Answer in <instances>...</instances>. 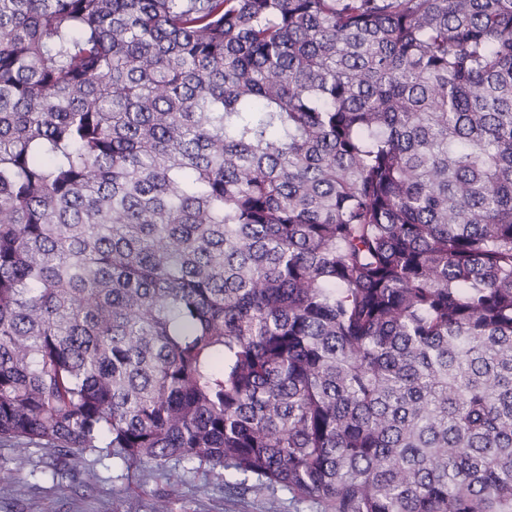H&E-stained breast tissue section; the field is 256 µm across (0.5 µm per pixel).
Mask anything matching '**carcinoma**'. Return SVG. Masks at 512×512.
<instances>
[{"mask_svg":"<svg viewBox=\"0 0 512 512\" xmlns=\"http://www.w3.org/2000/svg\"><path fill=\"white\" fill-rule=\"evenodd\" d=\"M0 441L512 512V0H0Z\"/></svg>","mask_w":512,"mask_h":512,"instance_id":"obj_1","label":"carcinoma"}]
</instances>
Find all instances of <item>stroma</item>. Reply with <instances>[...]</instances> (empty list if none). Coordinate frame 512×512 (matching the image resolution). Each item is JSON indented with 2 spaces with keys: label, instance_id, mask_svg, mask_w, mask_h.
Returning a JSON list of instances; mask_svg holds the SVG:
<instances>
[{
  "label": "stroma",
  "instance_id": "35a3bbf8",
  "mask_svg": "<svg viewBox=\"0 0 512 512\" xmlns=\"http://www.w3.org/2000/svg\"><path fill=\"white\" fill-rule=\"evenodd\" d=\"M269 497L228 492L223 471L206 467L187 475L172 465L127 479L108 459L63 463L48 449L21 453L0 441V512H266Z\"/></svg>",
  "mask_w": 512,
  "mask_h": 512
}]
</instances>
